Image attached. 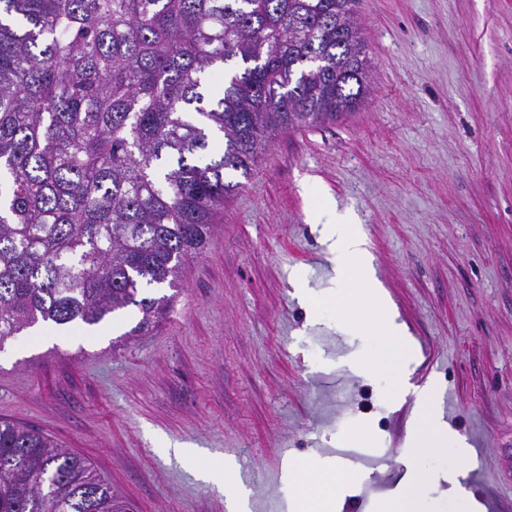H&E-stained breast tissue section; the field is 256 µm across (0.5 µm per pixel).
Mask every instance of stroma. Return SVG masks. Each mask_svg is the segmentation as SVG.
<instances>
[{"mask_svg":"<svg viewBox=\"0 0 512 512\" xmlns=\"http://www.w3.org/2000/svg\"><path fill=\"white\" fill-rule=\"evenodd\" d=\"M357 20L367 97L227 172L243 187L164 321L132 335L131 307L0 349V419L131 512H230L174 442L237 464L244 512H304L311 465L345 474L330 512H377L409 469L423 512H448L442 457L410 443L427 414L466 446L459 484L512 502V0H358ZM318 194L360 225L409 359L340 313Z\"/></svg>","mask_w":512,"mask_h":512,"instance_id":"1","label":"stroma"}]
</instances>
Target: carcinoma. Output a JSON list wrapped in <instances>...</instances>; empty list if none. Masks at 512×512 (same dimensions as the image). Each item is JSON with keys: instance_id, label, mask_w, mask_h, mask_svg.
I'll return each instance as SVG.
<instances>
[{"instance_id": "carcinoma-1", "label": "carcinoma", "mask_w": 512, "mask_h": 512, "mask_svg": "<svg viewBox=\"0 0 512 512\" xmlns=\"http://www.w3.org/2000/svg\"><path fill=\"white\" fill-rule=\"evenodd\" d=\"M356 0H0V343L134 306L152 329L279 132L368 92ZM0 512H129L0 421Z\"/></svg>"}]
</instances>
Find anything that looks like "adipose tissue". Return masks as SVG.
<instances>
[{"label": "adipose tissue", "instance_id": "1", "mask_svg": "<svg viewBox=\"0 0 512 512\" xmlns=\"http://www.w3.org/2000/svg\"><path fill=\"white\" fill-rule=\"evenodd\" d=\"M316 211L325 218L321 234L334 264L336 287L341 292V312L359 324L367 335L386 337L389 341L388 356L399 357L404 348L397 339V327L380 323L383 307L373 286V258L365 247L357 224L349 216L337 213L335 203L325 198H317ZM171 450L177 457L190 460L196 466L200 479L223 487L230 499H237L238 484L233 469L226 464L212 462L198 449L183 444H173ZM344 480V475L339 472L308 468L299 486L309 512H322L324 495L341 491Z\"/></svg>", "mask_w": 512, "mask_h": 512}]
</instances>
